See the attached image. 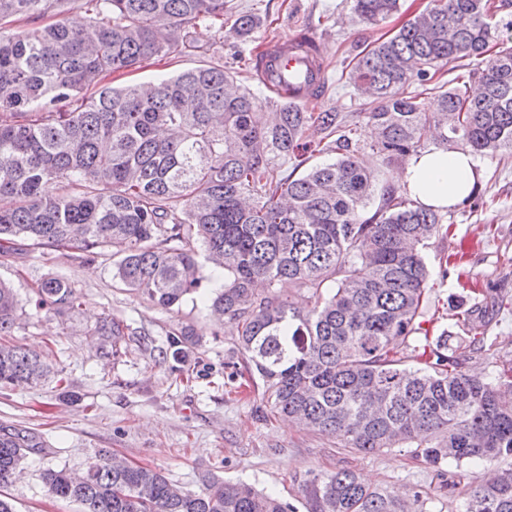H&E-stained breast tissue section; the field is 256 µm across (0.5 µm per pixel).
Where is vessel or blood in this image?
Wrapping results in <instances>:
<instances>
[{"label": "vessel or blood", "instance_id": "obj_1", "mask_svg": "<svg viewBox=\"0 0 512 512\" xmlns=\"http://www.w3.org/2000/svg\"><path fill=\"white\" fill-rule=\"evenodd\" d=\"M259 53L266 61L259 79L281 99L305 101L309 88L325 80L322 50L302 36L285 35L269 40Z\"/></svg>", "mask_w": 512, "mask_h": 512}]
</instances>
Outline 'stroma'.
<instances>
[{"label": "stroma", "instance_id": "35a3bbf8", "mask_svg": "<svg viewBox=\"0 0 512 512\" xmlns=\"http://www.w3.org/2000/svg\"><path fill=\"white\" fill-rule=\"evenodd\" d=\"M428 3L400 0L398 13L370 26L358 20L348 0H224L223 29L201 25L193 38L197 45L215 46L228 65L255 56L265 41L285 34L306 31L321 39L326 90L306 102V111L340 113L356 130L364 164L395 182L404 163L383 161L372 150L367 99L350 83L348 72L359 51L392 35ZM244 13L261 19L247 38L234 29L236 17ZM200 61L197 53L152 57L132 73L112 75L110 82H149ZM478 166L481 205L442 211L448 234L433 236L423 248L432 276L421 322L432 339L456 331L453 305L468 307L494 293L497 304L476 312L475 318L495 345L487 359L467 364L469 370L489 374L512 367V157H482ZM457 246L467 252L465 277L453 269L439 275L441 262ZM112 253L109 244L88 253L18 239L11 256L0 257V279L13 286L24 311L11 343L47 352L72 392L63 397L52 379L35 388L0 390V425L35 430L46 441L7 488L17 512H82L79 503L49 494L43 474L60 468L84 471L100 448L161 471L191 491L201 489L203 475L214 473L297 507L300 486L310 473L349 469L368 485L419 496L422 512H459L462 496L448 493L447 476L411 453L392 448L360 454L335 437L272 414L261 380L250 382L241 375L235 322L218 325L211 318L208 304L219 280L203 281L198 293L164 310L114 278ZM48 275L64 277L77 289L75 311L55 316L35 311L32 289ZM106 317L123 320L132 331L120 354L108 359L101 356L93 333ZM182 327L194 329L199 338L175 358L166 352L167 334Z\"/></svg>", "mask_w": 512, "mask_h": 512}]
</instances>
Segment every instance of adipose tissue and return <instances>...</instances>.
<instances>
[{
    "label": "adipose tissue",
    "mask_w": 512,
    "mask_h": 512,
    "mask_svg": "<svg viewBox=\"0 0 512 512\" xmlns=\"http://www.w3.org/2000/svg\"><path fill=\"white\" fill-rule=\"evenodd\" d=\"M478 179L470 152L442 147L413 156L401 175L415 201L439 210L461 203L476 189Z\"/></svg>",
    "instance_id": "1"
}]
</instances>
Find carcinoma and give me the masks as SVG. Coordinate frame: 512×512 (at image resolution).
<instances>
[{
    "label": "carcinoma",
    "mask_w": 512,
    "mask_h": 512,
    "mask_svg": "<svg viewBox=\"0 0 512 512\" xmlns=\"http://www.w3.org/2000/svg\"><path fill=\"white\" fill-rule=\"evenodd\" d=\"M74 0H0V253L17 238L56 248L120 247L113 277L170 309L200 290L204 264L224 269L209 305L237 322L249 377L262 380L273 413L374 454L408 448L440 469L477 461L492 477L464 492L460 512H512V368L464 370L448 334L420 338L429 270L424 242L438 213L413 201L357 156L337 112L284 103L257 121L256 96L220 58L154 82L107 79L152 56L197 49L192 29L224 27V0H85L89 20H62ZM376 24L399 0H351ZM491 0H437L353 58L351 82L375 106L372 149L391 162L428 138L495 159L512 154V49L488 55L500 26ZM48 12L61 20L41 26ZM24 20L27 27L14 23ZM487 58L486 68L442 91L440 67ZM438 91L427 112L420 97ZM326 159L306 165L307 155ZM291 164L292 169L284 168ZM306 169L295 175L301 166ZM112 193L95 192L99 183ZM267 291H256V282ZM307 291L308 311L275 287ZM79 306L69 281L48 276L35 307ZM19 299L0 281V336L18 324ZM467 348L486 347L466 311ZM94 335L116 355L125 326L103 319ZM168 333L178 356L195 343ZM54 374L41 355L0 343V389L37 386ZM44 447L43 437L0 427V487ZM49 492L83 512H296L280 498L215 474L191 492L159 471L97 450L83 476H44ZM305 512H418L351 470L310 473Z\"/></svg>",
    "instance_id": "1"
}]
</instances>
